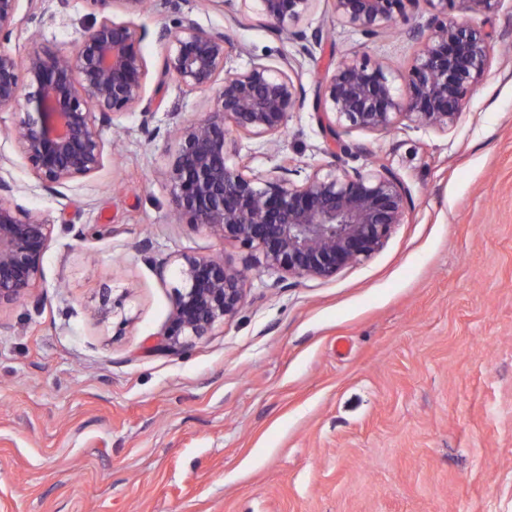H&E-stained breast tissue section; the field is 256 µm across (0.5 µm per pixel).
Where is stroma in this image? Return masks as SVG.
I'll return each mask as SVG.
<instances>
[{
  "instance_id": "1",
  "label": "stroma",
  "mask_w": 512,
  "mask_h": 512,
  "mask_svg": "<svg viewBox=\"0 0 512 512\" xmlns=\"http://www.w3.org/2000/svg\"><path fill=\"white\" fill-rule=\"evenodd\" d=\"M19 12L4 48L34 32L74 52L92 22L86 0ZM191 15L228 36L230 66L280 65L296 51L255 15L215 0H149L131 19L146 37L142 114L118 117V157L61 192L45 191L4 134L0 178L18 204L57 224L29 299L0 309V512H512V0L462 15L490 32L494 57L447 132L401 125L342 132L317 118L320 81L350 58L406 72L425 0L374 38L343 25L333 0L300 23L321 32L292 75L303 90L277 150L234 135L257 171L308 175L335 165L390 167L409 200L379 252L329 280L260 273L257 250L177 223L169 130L203 116L209 93L182 95L160 75L158 31ZM217 255L244 271L239 312L185 350L160 346L179 257ZM127 291L92 317L103 289Z\"/></svg>"
}]
</instances>
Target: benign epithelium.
I'll return each instance as SVG.
<instances>
[{
	"mask_svg": "<svg viewBox=\"0 0 512 512\" xmlns=\"http://www.w3.org/2000/svg\"><path fill=\"white\" fill-rule=\"evenodd\" d=\"M0 0V42L9 40L21 2ZM101 13L84 31L74 55L63 58L52 44L35 41L18 58L0 50V110L15 108L6 129L42 188L50 192L99 172L106 158L104 133L114 119L141 107L149 74L140 43L146 32L105 15L116 6L141 13L145 0H85ZM275 34L300 44L320 34L297 29L313 0H238ZM338 19L367 37L378 35L395 15L419 0H333ZM426 26L407 30L420 47L407 74L380 61H344L319 84L317 107L325 133L339 144L337 129L390 132L402 122L444 130L482 81L492 58V37L467 22L448 18V4L464 13L489 15L501 0H425ZM165 46L162 72L185 94H215L204 116L183 122L170 168L172 202L179 219L211 234L257 249L264 271L328 280L345 267L380 251L402 223L408 190L386 165L351 173L335 167L297 181L300 171L279 166L252 169L230 155L234 134L272 143L302 98L289 72L253 61L243 71L226 69L233 45L222 32L207 31L189 15L159 31ZM17 189L0 178V308L31 296L55 225L22 209ZM174 306L164 346L186 348L210 335L239 311L244 276L213 255L181 257Z\"/></svg>",
	"mask_w": 512,
	"mask_h": 512,
	"instance_id": "7a95c632",
	"label": "benign epithelium"
}]
</instances>
